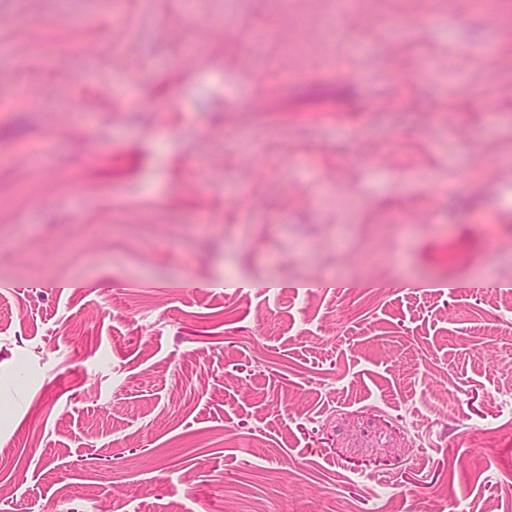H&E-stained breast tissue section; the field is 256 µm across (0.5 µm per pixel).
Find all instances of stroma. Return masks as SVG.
I'll list each match as a JSON object with an SVG mask.
<instances>
[{
    "label": "stroma",
    "instance_id": "obj_1",
    "mask_svg": "<svg viewBox=\"0 0 512 512\" xmlns=\"http://www.w3.org/2000/svg\"><path fill=\"white\" fill-rule=\"evenodd\" d=\"M0 512H512V0H0Z\"/></svg>",
    "mask_w": 512,
    "mask_h": 512
}]
</instances>
